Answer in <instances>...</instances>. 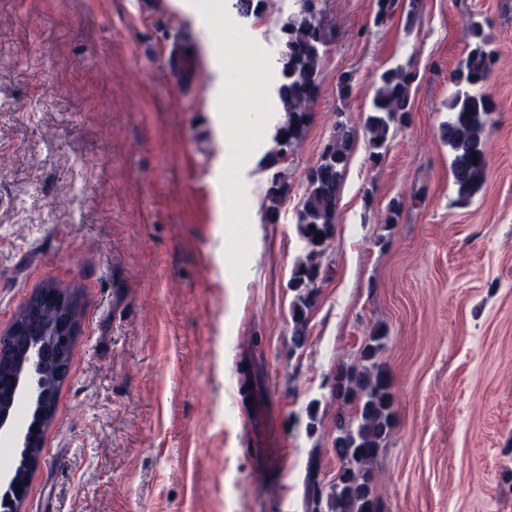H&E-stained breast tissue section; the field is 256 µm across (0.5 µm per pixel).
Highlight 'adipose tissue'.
Returning <instances> with one entry per match:
<instances>
[{
  "label": "adipose tissue",
  "mask_w": 512,
  "mask_h": 512,
  "mask_svg": "<svg viewBox=\"0 0 512 512\" xmlns=\"http://www.w3.org/2000/svg\"><path fill=\"white\" fill-rule=\"evenodd\" d=\"M187 17L199 40L209 53L213 73L212 89L208 94L211 109L222 110L227 100L239 98L243 107L239 132L224 138V184L229 191L224 196V207L233 212L247 209L251 198L241 181V173L248 160L255 156V148L272 132L274 124L264 115L262 88L241 89L235 76L239 60L247 56L248 41L236 27L224 24V0H192L185 7ZM235 43L236 54L216 53V46Z\"/></svg>",
  "instance_id": "ef3b65f1"
}]
</instances>
